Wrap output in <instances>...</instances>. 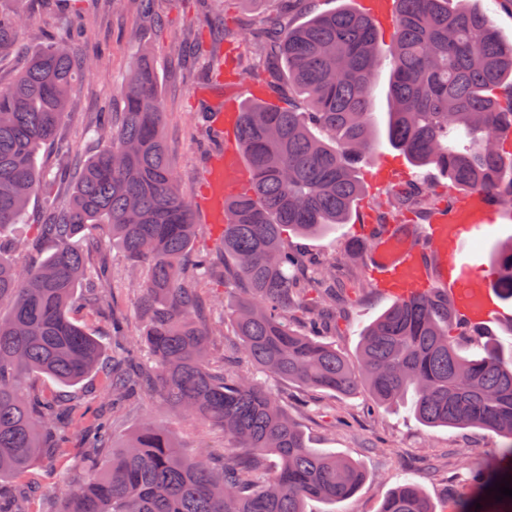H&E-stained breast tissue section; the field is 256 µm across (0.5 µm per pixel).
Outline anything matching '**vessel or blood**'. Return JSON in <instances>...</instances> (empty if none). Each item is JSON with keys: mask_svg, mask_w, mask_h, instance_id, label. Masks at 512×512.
Masks as SVG:
<instances>
[{"mask_svg": "<svg viewBox=\"0 0 512 512\" xmlns=\"http://www.w3.org/2000/svg\"><path fill=\"white\" fill-rule=\"evenodd\" d=\"M359 10L374 27L390 31L396 13L395 0H360ZM224 144L207 168L208 188L195 200L196 212L206 223L223 225L226 203L234 190L249 178L239 148L241 109L229 99L209 115ZM512 218V208L483 194L472 193L436 212L427 227L408 224H367V262L384 293L407 299L439 284L448 294L455 319L480 330L502 315V299L492 279L461 260L473 237L482 234L494 219Z\"/></svg>", "mask_w": 512, "mask_h": 512, "instance_id": "1", "label": "vessel or blood"}]
</instances>
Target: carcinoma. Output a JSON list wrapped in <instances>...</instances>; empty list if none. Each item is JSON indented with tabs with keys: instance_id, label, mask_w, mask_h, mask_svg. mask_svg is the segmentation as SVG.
Returning <instances> with one entry per match:
<instances>
[{
	"instance_id": "obj_1",
	"label": "carcinoma",
	"mask_w": 512,
	"mask_h": 512,
	"mask_svg": "<svg viewBox=\"0 0 512 512\" xmlns=\"http://www.w3.org/2000/svg\"><path fill=\"white\" fill-rule=\"evenodd\" d=\"M386 139L413 165H435L451 185L512 204V44L475 9L448 10V0H396ZM289 6L271 16L258 46L281 70L302 106L244 105L239 140L252 177L229 202L220 249L224 281L245 287L227 316L239 342L234 354L269 376L332 395L363 386L378 404L403 403L428 427H480L507 439L498 459L474 472L479 488L512 462V354L472 333L479 352L463 357L448 304L431 295L396 302L362 335L354 367L325 340L336 310V264L312 281L289 269L306 257L288 249L287 234L316 236L345 224L361 196L356 165L372 151L369 112L381 65L379 32L357 9L342 7L288 24ZM26 17L0 15V58L19 51ZM70 31L33 52L0 84V233L20 223L34 195L57 175L38 167L79 80L95 70L77 57ZM119 118L101 114L96 135L111 141L79 167L70 199L39 225L53 252L18 269L0 254V477L49 461L76 421L72 407L31 389L30 377L76 385L102 367L103 345L71 315L75 291L105 311L108 271L89 265L78 236L105 225L130 273L149 265L138 285L143 331L110 316L112 408L148 395L187 420L224 432L215 452L203 441L183 454L167 428L147 421L106 451L118 417L101 416L85 434L94 477L65 491L58 512H306L308 501L336 503L363 481L354 461L309 446L297 421L268 386L229 368L186 282L183 256L195 217L169 161L158 78L143 51L123 88ZM330 134L325 140L316 135ZM496 288L512 300V240L495 253ZM277 461L270 467L266 457ZM379 512H434L413 482L389 494Z\"/></svg>"
}]
</instances>
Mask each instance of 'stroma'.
<instances>
[{"label":"stroma","mask_w":512,"mask_h":512,"mask_svg":"<svg viewBox=\"0 0 512 512\" xmlns=\"http://www.w3.org/2000/svg\"><path fill=\"white\" fill-rule=\"evenodd\" d=\"M156 19L145 17L136 0L113 6L111 0H0V12H23L28 23L22 33L20 52L0 60V83L8 82L24 65L30 51L53 41L62 26H69L76 55L94 59L96 74L79 82L68 114L53 142L38 153V165L55 171L77 163L98 148L89 134L102 112H119L124 103L118 93L135 63L141 44L152 43L161 96L165 109L164 139L171 163L181 176L188 199H195L205 182L207 163L220 141L213 127L199 112L208 95H223L240 82L238 68L258 65L254 36L260 33L274 9L272 0H156ZM224 55L222 75L211 72L213 53ZM395 168L396 183L380 185L370 173L374 161ZM362 186L359 209L372 216L373 223L388 224L401 219L409 224L425 223L426 206L413 211H395L391 205L394 189L408 183L428 188L438 206L456 198L448 180L435 166L415 167L386 140H378L370 159L358 165ZM70 178H62L51 193L32 198L22 223L11 226L5 238L33 236L48 211L68 195ZM223 230L200 225L193 252L214 253L213 273L193 286L217 311H224L229 298L224 293V264L219 260ZM102 229L90 230L83 246L94 266H106L112 278L107 298L115 309L132 318V333L142 329L137 322L138 292L128 284L127 261L117 244L105 250L93 249V241L103 239ZM355 222L316 237L289 235L288 246L318 264L340 257L344 248L358 241ZM348 295L336 309V326L331 341L348 359H356L364 329L393 303L372 283L364 259L348 263L341 273ZM34 388L51 393L64 402H77L83 419L67 448L56 457L53 468L33 470L37 485L24 497V512H56L61 482L78 477L87 454L83 434L97 411L107 410L106 374L98 372L75 386H63L47 377L31 379ZM273 388L282 404L298 421L312 447L331 451L356 461L365 479L348 499L330 505L308 501V512H379L386 496L403 482L410 481L428 494L435 512H462L476 504L480 512H506L505 502L487 490H475L471 471L497 455L504 442L500 435L477 427L430 428L423 425L409 407L379 405L368 391L349 397H333L320 390L294 383L277 382ZM167 426L180 449L193 453L200 438H208L214 448L224 446L222 432L183 419L148 396L137 400L124 419L121 431L130 433L143 422Z\"/></svg>","instance_id":"1"}]
</instances>
